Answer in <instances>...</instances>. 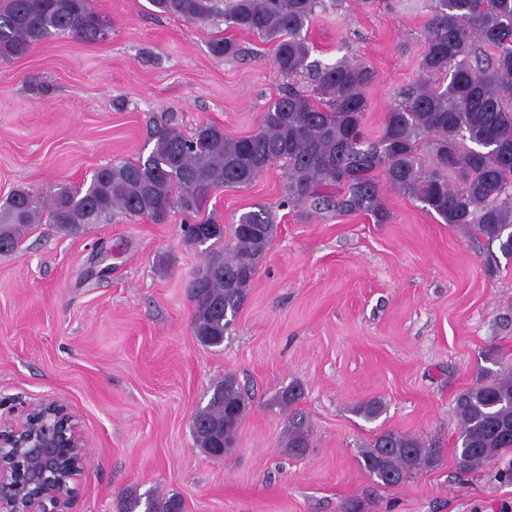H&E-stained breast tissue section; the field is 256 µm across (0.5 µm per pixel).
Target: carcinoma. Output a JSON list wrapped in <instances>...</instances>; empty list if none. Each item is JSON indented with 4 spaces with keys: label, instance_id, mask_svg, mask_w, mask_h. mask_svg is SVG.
Masks as SVG:
<instances>
[{
    "label": "carcinoma",
    "instance_id": "obj_1",
    "mask_svg": "<svg viewBox=\"0 0 512 512\" xmlns=\"http://www.w3.org/2000/svg\"><path fill=\"white\" fill-rule=\"evenodd\" d=\"M335 0H148L153 12L196 24L223 21L274 46V66L310 88L288 86L271 100L259 129L231 138L214 123L185 134L164 112L149 120L150 152L98 168L89 184L56 186L47 196L24 189L0 205V250H12L31 224L43 218L66 234H80L117 215L154 219L176 209L192 222L184 240H204L205 264L187 288L193 304L190 329L207 347L224 345L252 288L257 268L277 235L271 210L242 213L224 243L217 217L194 221L209 191L249 186L268 167L284 163V203L333 207L389 222L383 185L403 192L450 225H472L502 255L512 257V0H427L429 20L419 78L398 92L383 113L382 131L371 138L365 115L374 72L361 63L309 61V22ZM106 21L92 0H0V61L21 58L60 35L98 41ZM211 53L235 58L237 41L212 40ZM207 404L191 421L201 448L229 456L250 398L232 374L214 383ZM299 386L288 387L277 404L288 412V453L309 447V428L295 409ZM384 411L375 398L356 412L374 420ZM460 446L455 462L474 470L512 451V368L480 367L473 385L455 400ZM362 466L384 486L437 467L442 449L421 435L382 431L361 451ZM151 512H172L137 493L126 496L124 512L142 502Z\"/></svg>",
    "mask_w": 512,
    "mask_h": 512
}]
</instances>
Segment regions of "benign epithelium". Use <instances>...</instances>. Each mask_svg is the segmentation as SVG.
I'll return each mask as SVG.
<instances>
[{
    "label": "benign epithelium",
    "mask_w": 512,
    "mask_h": 512,
    "mask_svg": "<svg viewBox=\"0 0 512 512\" xmlns=\"http://www.w3.org/2000/svg\"><path fill=\"white\" fill-rule=\"evenodd\" d=\"M86 441L67 405L49 401L26 421H0V512H46L86 467Z\"/></svg>",
    "instance_id": "1"
}]
</instances>
